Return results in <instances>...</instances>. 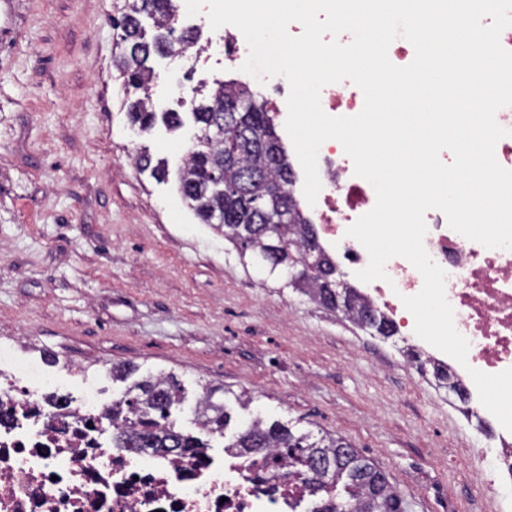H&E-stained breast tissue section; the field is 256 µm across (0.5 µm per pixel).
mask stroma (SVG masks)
<instances>
[{
    "label": "stroma",
    "instance_id": "obj_1",
    "mask_svg": "<svg viewBox=\"0 0 512 512\" xmlns=\"http://www.w3.org/2000/svg\"><path fill=\"white\" fill-rule=\"evenodd\" d=\"M112 0H0V345L43 364L65 394L75 375L103 403L110 365L171 372L191 429L203 386L323 429L373 459L409 512H499L469 449L482 436L459 400L415 386L393 341L262 286L232 245L185 206L175 174L194 128L133 126L112 67ZM157 112L237 77L213 61L153 55ZM165 162L155 179L134 157Z\"/></svg>",
    "mask_w": 512,
    "mask_h": 512
}]
</instances>
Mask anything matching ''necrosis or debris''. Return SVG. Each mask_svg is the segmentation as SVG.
<instances>
[{"label": "necrosis or debris", "mask_w": 512, "mask_h": 512, "mask_svg": "<svg viewBox=\"0 0 512 512\" xmlns=\"http://www.w3.org/2000/svg\"><path fill=\"white\" fill-rule=\"evenodd\" d=\"M322 190L308 217L320 244L348 274L365 268V248L347 229L375 205L372 185L355 175L342 145L324 142L318 154ZM424 245L446 272L445 292L457 330L469 343L466 364L420 339L401 302L423 286L404 258L385 265L387 280L359 283L361 294L381 309L403 342L447 367L478 416L491 443L472 449L481 459L483 486L512 488V432L478 404L470 369L497 373L512 368V250L488 249L451 229L443 212L425 214ZM51 384L38 364L16 363L0 348V512H289L299 490L265 482L260 464L241 470L209 448L181 454L139 453L114 447L98 421L104 405L98 388L83 384L74 397L81 418L62 423L59 409L44 408Z\"/></svg>", "instance_id": "1"}]
</instances>
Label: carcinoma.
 <instances>
[{"mask_svg": "<svg viewBox=\"0 0 512 512\" xmlns=\"http://www.w3.org/2000/svg\"><path fill=\"white\" fill-rule=\"evenodd\" d=\"M117 20H128L131 28L112 47V65L123 78L127 92L138 97L129 105L134 123L150 129L157 115L152 109L153 71L147 66L153 53L175 55L193 45L198 35L186 32L179 40L167 37L172 27V0H112ZM153 20L155 35L146 39L144 27L133 25V16ZM247 111L237 113L239 121L225 123L221 135L206 131L224 107L237 103ZM267 101L258 99L249 87L235 79L217 81L208 96L193 102L196 127L194 145L179 175V191L187 207L204 224H210L232 244L243 266L264 274L262 282L273 278L281 287L306 296L318 307L358 324V312L338 309L334 304L336 269L331 255L321 246L308 258L303 244L318 238L291 187L294 174L288 151L269 116ZM232 151L235 160L217 170V162ZM136 365H114L112 380L123 382L121 398L112 401V442L118 448H149L168 452L172 448L205 446L209 442L176 427L173 412L184 401V385L172 374L148 373L139 378ZM230 391L222 386H206L194 408L195 424L209 435L224 437L231 415L227 405L214 401L216 394ZM224 451L245 459L258 455L272 466L284 462L288 482H299L310 500H318L309 512H359L361 497L374 491L377 512H398L401 497L381 467L360 455L340 436L326 433L318 437L299 433L278 420L253 417L230 440ZM331 461L330 470H318L314 459ZM343 485L346 499L336 500L332 490Z\"/></svg>", "mask_w": 512, "mask_h": 512, "instance_id": "1", "label": "carcinoma"}]
</instances>
